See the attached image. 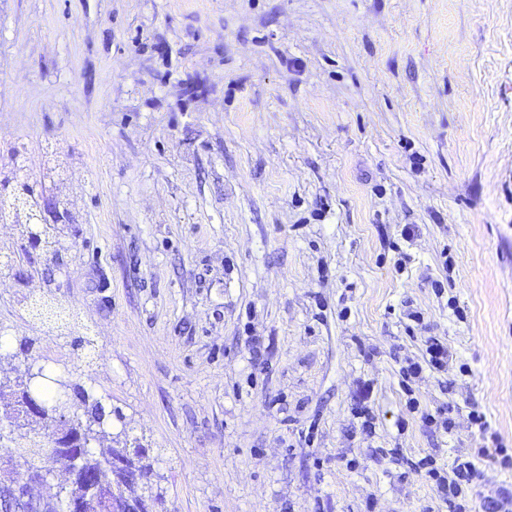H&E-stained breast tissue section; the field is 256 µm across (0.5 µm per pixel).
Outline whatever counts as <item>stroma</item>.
Returning a JSON list of instances; mask_svg holds the SVG:
<instances>
[{
  "label": "stroma",
  "mask_w": 512,
  "mask_h": 512,
  "mask_svg": "<svg viewBox=\"0 0 512 512\" xmlns=\"http://www.w3.org/2000/svg\"><path fill=\"white\" fill-rule=\"evenodd\" d=\"M0 169L73 217L0 221V383H79L152 512H448L416 462L512 456V0H0ZM33 219L36 221L35 224L47 223L42 224L40 229L43 233L42 237L47 243L52 244L57 242L55 239L58 232V223H61L65 218L64 215L59 212L56 205L43 201L40 213H36ZM44 240L35 236L30 240V245L34 249H40V247H42V249L46 248L47 244Z\"/></svg>",
  "instance_id": "stroma-1"
}]
</instances>
